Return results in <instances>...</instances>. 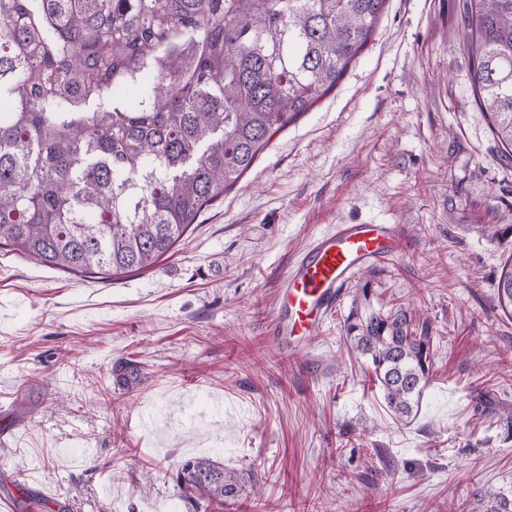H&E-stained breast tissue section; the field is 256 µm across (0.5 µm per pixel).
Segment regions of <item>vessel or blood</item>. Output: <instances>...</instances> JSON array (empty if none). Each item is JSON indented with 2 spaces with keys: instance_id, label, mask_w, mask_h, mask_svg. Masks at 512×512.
I'll list each match as a JSON object with an SVG mask.
<instances>
[{
  "instance_id": "b4317fda",
  "label": "vessel or blood",
  "mask_w": 512,
  "mask_h": 512,
  "mask_svg": "<svg viewBox=\"0 0 512 512\" xmlns=\"http://www.w3.org/2000/svg\"><path fill=\"white\" fill-rule=\"evenodd\" d=\"M405 246L389 224H340L317 238L285 278V315L275 323L276 334L298 341L313 336L335 307L342 286L362 266L384 261Z\"/></svg>"
}]
</instances>
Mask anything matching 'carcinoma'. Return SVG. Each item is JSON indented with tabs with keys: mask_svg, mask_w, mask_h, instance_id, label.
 <instances>
[{
	"mask_svg": "<svg viewBox=\"0 0 512 512\" xmlns=\"http://www.w3.org/2000/svg\"><path fill=\"white\" fill-rule=\"evenodd\" d=\"M387 0H0V246L75 275L155 265L271 137L327 94ZM475 101L512 159V0H466ZM356 290L346 339L399 422L417 416L433 340ZM512 315V263L497 283ZM116 383L141 380L133 361ZM192 512H224L236 472L185 461ZM483 512H512L486 489Z\"/></svg>",
	"mask_w": 512,
	"mask_h": 512,
	"instance_id": "obj_1",
	"label": "carcinoma"
}]
</instances>
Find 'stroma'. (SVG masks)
I'll use <instances>...</instances> for the list:
<instances>
[{"label":"stroma","mask_w":512,"mask_h":512,"mask_svg":"<svg viewBox=\"0 0 512 512\" xmlns=\"http://www.w3.org/2000/svg\"><path fill=\"white\" fill-rule=\"evenodd\" d=\"M462 0H387L336 87L275 133L155 266L107 277L0 248V493L25 512H190L187 459L240 472L228 512H481L512 497V162L471 87ZM339 224L407 250L343 289L308 350L270 333L290 265ZM497 233L484 235L485 226ZM429 324L421 409L396 423L344 322ZM147 380L113 382L121 359ZM497 298L501 310L512 316V263L502 268L497 283ZM474 496L485 503L482 512H512V499L501 496L492 490L478 489Z\"/></svg>","instance_id":"35a3bbf8"}]
</instances>
